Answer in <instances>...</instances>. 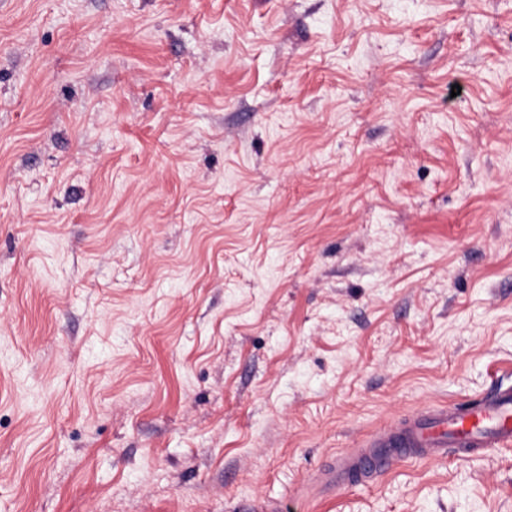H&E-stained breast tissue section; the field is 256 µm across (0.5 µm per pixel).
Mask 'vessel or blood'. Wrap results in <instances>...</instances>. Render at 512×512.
<instances>
[{
  "instance_id": "vessel-or-blood-1",
  "label": "vessel or blood",
  "mask_w": 512,
  "mask_h": 512,
  "mask_svg": "<svg viewBox=\"0 0 512 512\" xmlns=\"http://www.w3.org/2000/svg\"><path fill=\"white\" fill-rule=\"evenodd\" d=\"M512 445V385H500L469 403L416 412L373 435L362 448L333 459L328 482H356L412 457L472 458Z\"/></svg>"
}]
</instances>
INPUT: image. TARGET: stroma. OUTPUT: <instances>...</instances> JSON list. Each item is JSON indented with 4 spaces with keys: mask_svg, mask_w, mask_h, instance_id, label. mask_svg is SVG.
I'll list each match as a JSON object with an SVG mask.
<instances>
[{
    "mask_svg": "<svg viewBox=\"0 0 512 512\" xmlns=\"http://www.w3.org/2000/svg\"><path fill=\"white\" fill-rule=\"evenodd\" d=\"M511 376L512 0H0V512H512L320 478Z\"/></svg>",
    "mask_w": 512,
    "mask_h": 512,
    "instance_id": "obj_1",
    "label": "stroma"
}]
</instances>
